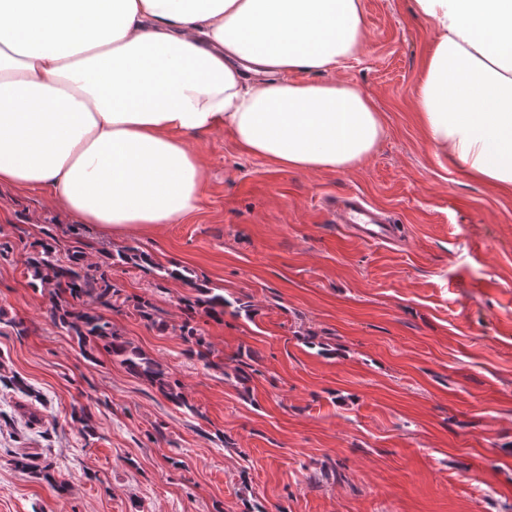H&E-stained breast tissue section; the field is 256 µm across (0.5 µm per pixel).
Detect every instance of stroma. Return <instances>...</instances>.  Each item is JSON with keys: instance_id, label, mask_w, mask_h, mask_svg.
<instances>
[{"instance_id": "35a3bbf8", "label": "stroma", "mask_w": 512, "mask_h": 512, "mask_svg": "<svg viewBox=\"0 0 512 512\" xmlns=\"http://www.w3.org/2000/svg\"><path fill=\"white\" fill-rule=\"evenodd\" d=\"M361 2L359 56L305 76L354 84L380 109L361 164L286 172L229 130L193 136L199 210L112 237L46 192L0 185V512H512V187L438 159L418 122L432 22L411 0ZM349 193L389 211L400 240L336 224L328 203ZM47 229L80 237L92 264L127 246L150 256L111 268L130 304L93 310L186 406L105 348L84 357L50 321L24 265ZM157 264L188 277L158 279ZM202 281L241 313L187 314ZM187 319L226 371L190 354ZM241 360L246 382L231 373ZM23 453L52 462L67 493L15 469Z\"/></svg>"}]
</instances>
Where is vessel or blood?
Masks as SVG:
<instances>
[{
  "label": "vessel or blood",
  "instance_id": "obj_1",
  "mask_svg": "<svg viewBox=\"0 0 512 512\" xmlns=\"http://www.w3.org/2000/svg\"><path fill=\"white\" fill-rule=\"evenodd\" d=\"M333 216L353 237L365 242H390L397 235L392 216L358 194L337 198Z\"/></svg>",
  "mask_w": 512,
  "mask_h": 512
}]
</instances>
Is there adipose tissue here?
I'll list each match as a JSON object with an SVG mask.
<instances>
[{"label":"adipose tissue","instance_id":"obj_1","mask_svg":"<svg viewBox=\"0 0 512 512\" xmlns=\"http://www.w3.org/2000/svg\"><path fill=\"white\" fill-rule=\"evenodd\" d=\"M437 38L414 89L439 156L512 186V0H413ZM361 0H0V184L105 234L200 207L192 134L228 128L281 169L345 170L383 134L347 82Z\"/></svg>","mask_w":512,"mask_h":512}]
</instances>
